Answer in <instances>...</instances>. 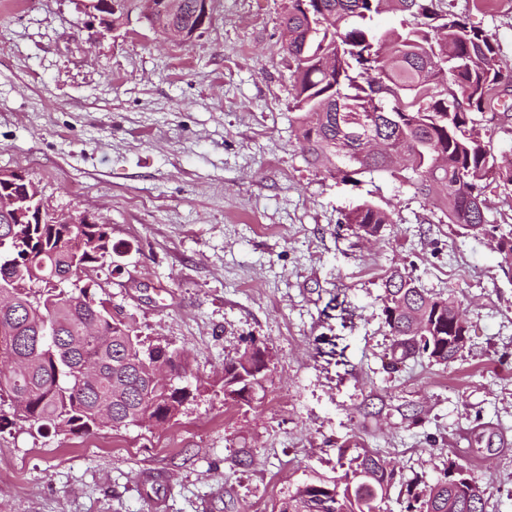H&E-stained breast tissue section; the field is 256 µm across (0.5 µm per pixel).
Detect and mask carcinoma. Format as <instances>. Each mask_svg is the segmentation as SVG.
<instances>
[{
  "label": "carcinoma",
  "mask_w": 512,
  "mask_h": 512,
  "mask_svg": "<svg viewBox=\"0 0 512 512\" xmlns=\"http://www.w3.org/2000/svg\"><path fill=\"white\" fill-rule=\"evenodd\" d=\"M173 22L192 29L197 0H181ZM287 0L281 26L282 49L295 64L293 95L303 149L314 164L343 181L374 171L403 177L412 173L418 193L436 196L448 223L476 234H491L485 191L495 186L512 194V164L500 165L492 134L475 116L508 115L512 72L497 64L491 33L468 17L438 15L430 0H387L392 9L433 23L393 30L380 56L367 54L371 32L360 24L378 14L381 0ZM369 113V134L383 147L366 153L358 167L334 162L363 151L350 136L345 116ZM346 223L374 237L390 215L362 203ZM0 282L11 304L0 307V401L14 416L42 432L88 434L101 428L139 425L147 405L175 417L184 402L179 388L153 381L165 365L188 372L185 354L162 357V337H142L133 324L112 315L90 288L72 287L62 273L74 267L97 273L117 253L105 224H8L0 215ZM384 323L402 357L426 354L440 364L454 360L467 330L451 298L432 296L400 274L387 281ZM393 471L362 448L332 481L306 483L281 502L278 512H380ZM419 512H484L483 491L460 465L448 463L443 476L422 492Z\"/></svg>",
  "instance_id": "cac0c4a2"
}]
</instances>
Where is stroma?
I'll list each match as a JSON object with an SVG mask.
<instances>
[{"label": "stroma", "instance_id": "1", "mask_svg": "<svg viewBox=\"0 0 512 512\" xmlns=\"http://www.w3.org/2000/svg\"><path fill=\"white\" fill-rule=\"evenodd\" d=\"M435 2L492 33L512 68V0ZM281 4L215 0L183 42L136 10L112 30L88 0H0V172L108 224L122 271L96 297L193 373L163 426L1 430L0 512H276L340 475L342 448L390 462L383 512H418L451 462L485 512H512V267L409 180L352 186L308 162ZM363 202L393 217L372 239L344 221ZM395 271L462 310L453 361L395 351ZM254 346L269 359L256 400L225 399V360Z\"/></svg>", "mask_w": 512, "mask_h": 512}]
</instances>
